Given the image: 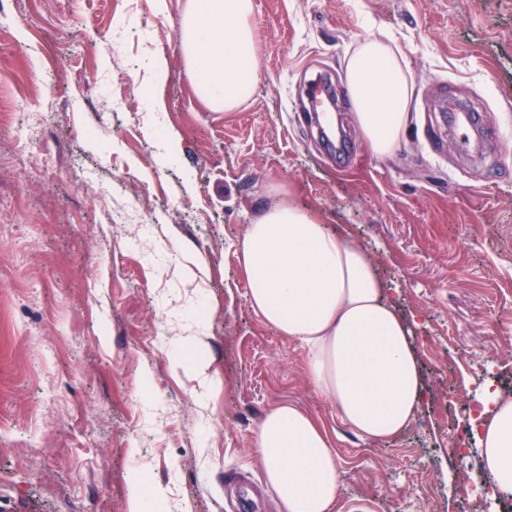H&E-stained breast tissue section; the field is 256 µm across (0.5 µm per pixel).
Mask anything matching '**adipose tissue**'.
Instances as JSON below:
<instances>
[{"label":"adipose tissue","mask_w":512,"mask_h":512,"mask_svg":"<svg viewBox=\"0 0 512 512\" xmlns=\"http://www.w3.org/2000/svg\"><path fill=\"white\" fill-rule=\"evenodd\" d=\"M180 43L197 96L215 112L248 101L258 81L253 0H189ZM355 121L370 152L405 140L413 82L403 52L369 36L345 57ZM240 271L261 320L307 350L305 374L353 433L368 441L402 434L421 405L408 324L396 312L368 252L344 227L324 224L278 187L248 224ZM472 429L494 487L512 491V396L486 383ZM264 477L282 512H332L339 466L326 427L282 404L256 433Z\"/></svg>","instance_id":"adipose-tissue-1"}]
</instances>
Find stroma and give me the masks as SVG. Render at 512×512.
I'll use <instances>...</instances> for the list:
<instances>
[{
    "label": "stroma",
    "mask_w": 512,
    "mask_h": 512,
    "mask_svg": "<svg viewBox=\"0 0 512 512\" xmlns=\"http://www.w3.org/2000/svg\"><path fill=\"white\" fill-rule=\"evenodd\" d=\"M185 4L0 0V512H128L136 471L164 512H231L245 485L251 512H280L255 437L281 404L334 438L333 512H512L459 496L483 474L449 439L481 393L474 367L512 395V0H254L258 83L228 113L195 95ZM370 35L397 41L414 83L406 139L383 158L344 71ZM157 58L155 116L139 86ZM318 73L338 91L340 155L298 110ZM445 101L494 137L454 151ZM274 182L349 228L409 324L424 403L396 438L351 433L307 380L306 348L250 307L240 242ZM200 313L217 395L180 341Z\"/></svg>",
    "instance_id": "35a3bbf8"
}]
</instances>
